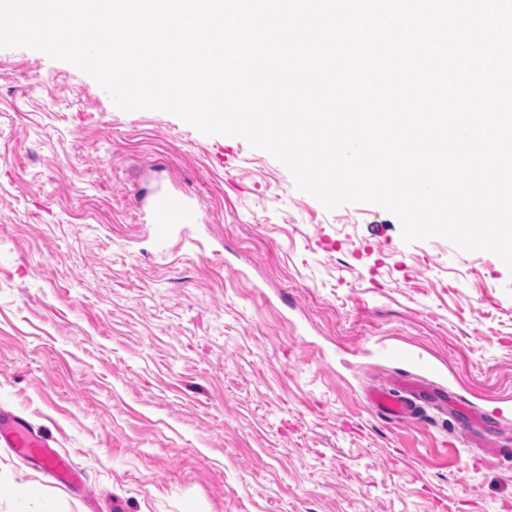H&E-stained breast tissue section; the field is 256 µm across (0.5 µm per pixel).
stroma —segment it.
I'll list each match as a JSON object with an SVG mask.
<instances>
[{
    "mask_svg": "<svg viewBox=\"0 0 512 512\" xmlns=\"http://www.w3.org/2000/svg\"><path fill=\"white\" fill-rule=\"evenodd\" d=\"M199 221L161 236L158 190ZM505 411L512 270L392 213L326 209L240 137L126 112L74 65L0 48V410L86 493L0 447V512H512V454L439 420L388 425L362 391L394 364Z\"/></svg>",
    "mask_w": 512,
    "mask_h": 512,
    "instance_id": "1",
    "label": "stroma"
}]
</instances>
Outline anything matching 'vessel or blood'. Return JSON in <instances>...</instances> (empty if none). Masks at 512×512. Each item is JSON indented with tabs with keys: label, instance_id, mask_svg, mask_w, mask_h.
<instances>
[{
	"label": "vessel or blood",
	"instance_id": "b4317fda",
	"mask_svg": "<svg viewBox=\"0 0 512 512\" xmlns=\"http://www.w3.org/2000/svg\"><path fill=\"white\" fill-rule=\"evenodd\" d=\"M152 209L156 223L162 225L193 224L198 219L196 207L175 193L155 197ZM372 354L393 361L399 368L387 383L371 385L364 391V401L375 418L390 424L426 423L448 415L454 428L478 448L493 446L503 415L501 408L481 410L463 398L449 404L443 385L428 379L429 374L437 372V365L421 352L378 342ZM0 446L9 448L20 459L38 462L59 486L69 490L86 487L83 472L70 458L60 454L50 438L15 413L0 411Z\"/></svg>",
	"mask_w": 512,
	"mask_h": 512
}]
</instances>
